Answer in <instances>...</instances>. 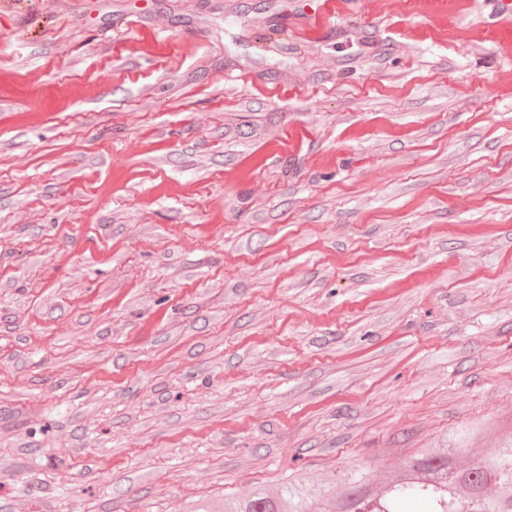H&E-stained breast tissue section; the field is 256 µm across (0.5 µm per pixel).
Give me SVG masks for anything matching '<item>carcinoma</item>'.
<instances>
[{"mask_svg": "<svg viewBox=\"0 0 512 512\" xmlns=\"http://www.w3.org/2000/svg\"><path fill=\"white\" fill-rule=\"evenodd\" d=\"M480 429L458 430L449 448H423L395 472L352 471L343 490L291 479L276 492L255 488L243 497L228 494L216 512H404L419 502L422 512H512V440L491 455L475 447ZM496 477L499 494L486 498L480 487Z\"/></svg>", "mask_w": 512, "mask_h": 512, "instance_id": "obj_1", "label": "carcinoma"}]
</instances>
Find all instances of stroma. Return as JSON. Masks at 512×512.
I'll return each mask as SVG.
<instances>
[{"mask_svg": "<svg viewBox=\"0 0 512 512\" xmlns=\"http://www.w3.org/2000/svg\"><path fill=\"white\" fill-rule=\"evenodd\" d=\"M319 2L0 0V512L512 436V13Z\"/></svg>", "mask_w": 512, "mask_h": 512, "instance_id": "obj_1", "label": "stroma"}]
</instances>
